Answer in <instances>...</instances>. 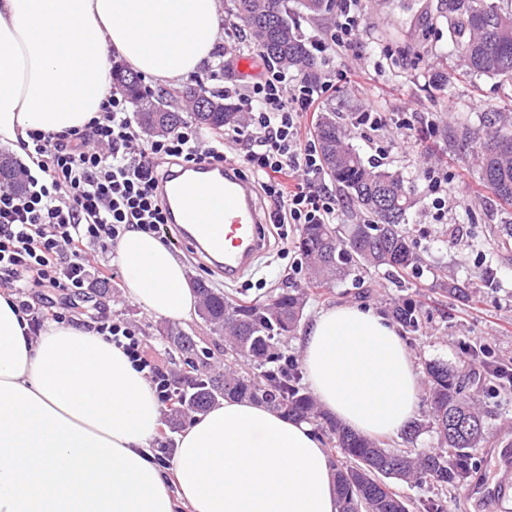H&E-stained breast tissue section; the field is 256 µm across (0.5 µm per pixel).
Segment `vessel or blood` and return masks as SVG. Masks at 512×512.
Segmentation results:
<instances>
[{
	"label": "vessel or blood",
	"mask_w": 512,
	"mask_h": 512,
	"mask_svg": "<svg viewBox=\"0 0 512 512\" xmlns=\"http://www.w3.org/2000/svg\"><path fill=\"white\" fill-rule=\"evenodd\" d=\"M170 223L185 239L236 280L264 254L266 219L254 198V187L235 163H202L171 173L160 185Z\"/></svg>",
	"instance_id": "b4317fda"
}]
</instances>
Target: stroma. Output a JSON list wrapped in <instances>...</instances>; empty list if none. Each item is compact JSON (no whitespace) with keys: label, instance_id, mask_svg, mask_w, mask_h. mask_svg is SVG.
I'll list each match as a JSON object with an SVG mask.
<instances>
[{"label":"stroma","instance_id":"1","mask_svg":"<svg viewBox=\"0 0 512 512\" xmlns=\"http://www.w3.org/2000/svg\"><path fill=\"white\" fill-rule=\"evenodd\" d=\"M410 0H367L359 44L340 54H319L323 78L335 70L347 71L349 82L326 89L319 108H333L351 127L352 143L364 160H375L400 173L416 189L417 204L407 222L414 228L424 259L422 272L405 287H397L381 271L359 272L345 281L309 296L298 335L282 343L286 354H299L300 333L306 332L321 309L340 303L370 306L386 312L393 298L413 299L422 312L419 332L404 340L418 362L442 360L467 367L477 354L499 364H512V261H502L490 227L512 221V208L504 207L484 188L472 158L448 152L436 138L421 139L420 132L439 121L480 126L484 113L512 112V91L493 77L456 75L457 48L441 17L438 0H425L426 12L415 16ZM437 69L450 70L444 89L429 84ZM377 113V126L360 123L364 111ZM448 174V192L469 198L467 208H433L427 172ZM287 238L272 236L273 251L260 259L254 271L237 283H225L194 258L186 244L174 248L188 280L202 279L236 299H265L283 282L305 284V269L295 248L300 227L287 225ZM448 270L469 283L468 300L441 299L435 293V276ZM111 283L94 287L87 308L112 319L134 324L149 347L157 349L171 373L183 363L170 356L162 333L168 324L130 301L125 294V272L113 265ZM491 417L485 441L474 451V473L485 481L483 492L472 486L449 491L445 512H512V468H498L495 453L512 448V387L488 401Z\"/></svg>","mask_w":512,"mask_h":512}]
</instances>
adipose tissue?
Masks as SVG:
<instances>
[{
  "label": "adipose tissue",
  "instance_id": "adipose-tissue-1",
  "mask_svg": "<svg viewBox=\"0 0 512 512\" xmlns=\"http://www.w3.org/2000/svg\"><path fill=\"white\" fill-rule=\"evenodd\" d=\"M220 0H0V146L28 131L83 128L110 88L113 59L165 86L218 43ZM115 258L127 297L172 320L195 315L184 265L130 229ZM0 294V512H338L330 458L306 422L227 399L195 416L171 470L150 460L161 409L141 372L103 336L52 323L37 341ZM319 407L373 438L417 412L416 360L397 325L341 303L302 344Z\"/></svg>",
  "mask_w": 512,
  "mask_h": 512
}]
</instances>
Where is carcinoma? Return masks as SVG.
Returning <instances> with one entry per match:
<instances>
[{
    "label": "carcinoma",
    "mask_w": 512,
    "mask_h": 512,
    "mask_svg": "<svg viewBox=\"0 0 512 512\" xmlns=\"http://www.w3.org/2000/svg\"><path fill=\"white\" fill-rule=\"evenodd\" d=\"M227 12L244 23L253 46L274 66L297 71L314 84L317 59L300 33L296 16L326 20L336 0H228ZM450 33L459 52L460 68L470 74L496 77L512 84V10L496 0H448ZM113 88L137 109V120L149 136L166 135L184 123L186 112L177 92H165L171 103L154 111L157 98L137 75L112 70ZM224 103L222 112H191L189 117L208 129L241 126L245 115L237 103L219 93L200 90L196 106ZM440 135L448 151L468 148L484 185L512 205V121L503 112L486 118L479 129L468 124H446ZM322 171L350 202L347 224H304L297 248L307 268L306 286H284L262 301L237 300L194 281L199 296V318L214 333L225 337L224 367L215 368L200 358L202 347L192 333L170 327L165 331L169 350L183 359L194 376L177 378L178 391L167 413L174 427L193 413H203L226 398L263 403L285 416L307 421L334 458L339 512H411L407 499L392 485L397 481L429 482L436 497L420 503L419 512H444L441 495L470 482L471 449L478 447L488 428V412L467 394L466 370L442 361L425 363L424 384L428 424L437 435V448L414 455L386 443L362 437L323 412L301 385L297 359L284 356L277 346L293 335L301 322L309 292L320 293L347 279L356 270L383 269L395 282L418 273L422 259L416 241L405 227L408 211L416 204L414 187L402 176L377 164L366 163L350 143L341 117L324 110L315 126ZM0 183L18 186V171L10 160H0ZM443 297L465 299L467 287L450 276L439 282ZM392 318L412 334L420 328V308L409 298L394 301ZM250 361L256 371L240 370ZM512 381L494 365L483 378L493 391Z\"/></svg>",
    "instance_id": "cac0c4a2"
}]
</instances>
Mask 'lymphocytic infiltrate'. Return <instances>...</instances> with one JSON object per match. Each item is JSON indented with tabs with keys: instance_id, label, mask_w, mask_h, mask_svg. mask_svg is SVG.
<instances>
[{
	"instance_id": "obj_1",
	"label": "lymphocytic infiltrate",
	"mask_w": 512,
	"mask_h": 512,
	"mask_svg": "<svg viewBox=\"0 0 512 512\" xmlns=\"http://www.w3.org/2000/svg\"><path fill=\"white\" fill-rule=\"evenodd\" d=\"M361 22L362 0H337L334 27L315 41L316 50L354 47ZM320 94L316 86L290 92L287 73L270 68L238 96L249 142L240 163L268 199L272 224H329L336 216L335 195L312 180L320 168L316 147L299 136L301 118ZM28 137L36 167L22 166V190L0 186V288L15 295L36 337L49 321L79 323L72 298L96 283L91 250L113 252L131 228L174 244L158 194L167 168L221 162L225 154L223 135L205 140L188 124L144 139L126 98L115 91L83 128L34 130ZM35 288L61 292L66 300L34 305L27 294ZM94 329L122 350L144 374L160 407L168 408L174 378L136 327L101 318Z\"/></svg>"
}]
</instances>
